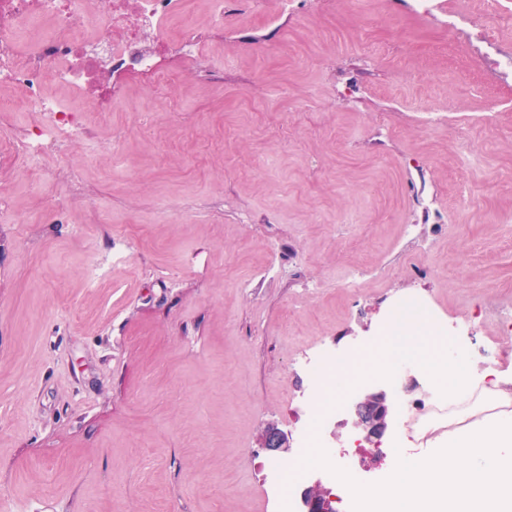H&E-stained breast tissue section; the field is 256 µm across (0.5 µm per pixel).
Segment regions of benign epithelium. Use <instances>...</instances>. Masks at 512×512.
Instances as JSON below:
<instances>
[{
	"label": "benign epithelium",
	"mask_w": 512,
	"mask_h": 512,
	"mask_svg": "<svg viewBox=\"0 0 512 512\" xmlns=\"http://www.w3.org/2000/svg\"><path fill=\"white\" fill-rule=\"evenodd\" d=\"M396 402V394L384 382L372 388L358 387L351 392L347 402L348 410L355 428L367 442L380 445L392 425ZM289 443L288 434L274 426L265 428L259 437L260 447L273 455L288 452ZM301 502L305 512H336V498L320 481L303 490Z\"/></svg>",
	"instance_id": "1"
}]
</instances>
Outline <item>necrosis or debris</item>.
Instances as JSON below:
<instances>
[{"instance_id": "4bbe7bcc", "label": "necrosis or debris", "mask_w": 512, "mask_h": 512, "mask_svg": "<svg viewBox=\"0 0 512 512\" xmlns=\"http://www.w3.org/2000/svg\"><path fill=\"white\" fill-rule=\"evenodd\" d=\"M190 0H0V163L46 155L66 159L86 138L80 105L111 112L127 90L165 99L185 73L204 84L221 83L220 67L203 53L210 35L228 20L227 0H202L204 22L186 24ZM34 112L20 128L5 120Z\"/></svg>"}]
</instances>
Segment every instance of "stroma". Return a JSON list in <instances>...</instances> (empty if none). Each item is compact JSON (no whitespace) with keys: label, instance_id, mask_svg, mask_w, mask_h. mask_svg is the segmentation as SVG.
Here are the masks:
<instances>
[{"label":"stroma","instance_id":"35a3bbf8","mask_svg":"<svg viewBox=\"0 0 512 512\" xmlns=\"http://www.w3.org/2000/svg\"><path fill=\"white\" fill-rule=\"evenodd\" d=\"M233 22L222 84L131 90L86 115L118 154L82 140L38 159L53 182L0 181V512H277L259 435L309 421L301 356L372 342L414 292L467 320L470 374L512 378V76L411 0ZM75 170L82 198L46 213ZM402 436L368 461L347 414L323 432L366 484Z\"/></svg>","mask_w":512,"mask_h":512}]
</instances>
